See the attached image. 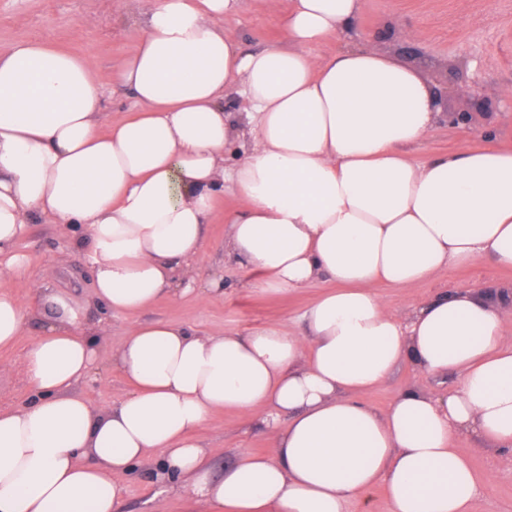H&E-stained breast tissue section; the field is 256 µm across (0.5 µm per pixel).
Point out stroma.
<instances>
[{
  "instance_id": "obj_1",
  "label": "stroma",
  "mask_w": 512,
  "mask_h": 512,
  "mask_svg": "<svg viewBox=\"0 0 512 512\" xmlns=\"http://www.w3.org/2000/svg\"><path fill=\"white\" fill-rule=\"evenodd\" d=\"M146 0H0V52L17 43L39 41L83 57L93 73L103 74L118 67L143 32L142 8ZM288 0H273L258 9L253 0H243L241 11L225 18V27L235 30L245 48L256 50L278 43L279 15ZM412 30L414 42L401 39ZM379 37L382 49L397 54L405 63L420 69L426 81L449 86L441 111L463 112L466 126L445 123L435 127L415 147L416 157L442 155L460 144L481 147L486 132H494L499 145L512 148V104L500 96L512 86V0H364L363 13L350 41L359 43L365 34ZM231 193L219 195L206 226V241L197 263L198 286L214 275L223 277L224 294L204 302L197 294L159 298L151 307L122 317L100 312L103 331L96 344L95 373L84 387L93 407L118 404L130 391L122 373L112 364V348L129 327L154 320H166L203 334L225 331L246 332L270 322H297L304 310L328 289L319 281L294 293H249L242 287L240 271L224 259L226 211L236 208ZM73 232L62 222L43 218L30 224L17 250L28 258L23 274L6 279L21 305L35 300L33 284L62 289L76 301L87 300L92 292V274L84 254L73 244ZM512 285V268L484 257L464 265H452L412 288L379 287L378 292L391 309L405 312L415 304L448 288H495ZM40 332L39 323L27 326V334L13 347L0 349V409L26 404L31 396L19 365L31 337ZM456 377H434L417 373L405 363L368 396L373 408L386 410L394 399L410 388H452ZM209 451L215 474H222L240 452H263L270 448L268 433L255 429L230 412L212 414L198 431ZM455 447L467 452L481 478V494L473 512H512V464L471 435L457 437ZM159 462L148 456L132 472L115 475L125 489L121 512H210L207 503L186 505L176 492L154 481Z\"/></svg>"
}]
</instances>
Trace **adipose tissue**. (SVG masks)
<instances>
[{"label":"adipose tissue","mask_w":512,"mask_h":512,"mask_svg":"<svg viewBox=\"0 0 512 512\" xmlns=\"http://www.w3.org/2000/svg\"><path fill=\"white\" fill-rule=\"evenodd\" d=\"M241 0H148L123 64L93 75L42 42L0 54V272L35 218L75 225L91 243L90 305L121 316L196 291L190 270L218 190L224 249L252 291L332 282L302 315L248 333L202 335L164 320L130 327L112 363L132 384L111 409L82 386L97 364L96 329L64 291L36 287L23 308L0 289V347L42 325L23 358L31 388L0 410V512H119L113 477L159 456L157 482L214 512H349L384 485L389 512H472L481 483L457 435L512 462V289L438 292L400 315L378 285L411 288L451 265L489 257L512 267V151L493 135L420 159L447 121L416 68L369 38L346 37L363 0H289L280 44L246 50L224 19ZM129 89L136 114L111 122L104 86ZM251 105L238 129L226 94ZM252 147L224 155L241 134ZM453 374V390L409 389L383 412L367 404L401 363ZM233 411L272 437L214 475L196 432Z\"/></svg>","instance_id":"ef3b65f1"}]
</instances>
